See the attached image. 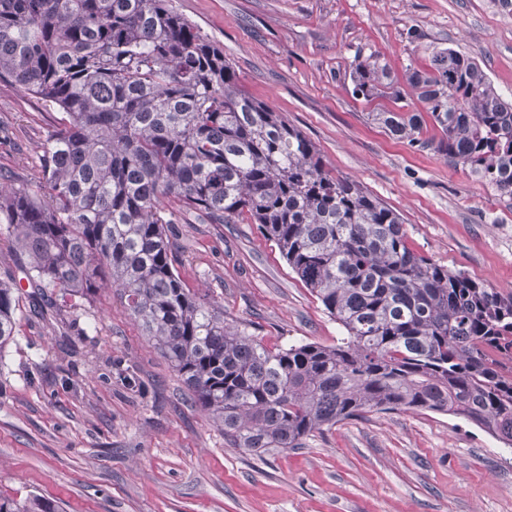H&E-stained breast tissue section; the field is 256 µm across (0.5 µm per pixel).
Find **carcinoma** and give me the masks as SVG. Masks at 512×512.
Returning <instances> with one entry per match:
<instances>
[{"instance_id": "obj_1", "label": "carcinoma", "mask_w": 512, "mask_h": 512, "mask_svg": "<svg viewBox=\"0 0 512 512\" xmlns=\"http://www.w3.org/2000/svg\"><path fill=\"white\" fill-rule=\"evenodd\" d=\"M404 79L427 111L401 103L385 58L350 72L353 97L392 102L368 120L512 201V102L475 59L434 47ZM0 81L66 115L42 144L38 183L0 187V235L21 245L49 304L118 291L229 445L299 448L373 410L461 417L512 445V294L413 250L399 213L246 95L171 0H0ZM177 211L259 225L346 336L270 350L225 322L175 270ZM15 303L0 282V347ZM0 512L58 506L0 497Z\"/></svg>"}]
</instances>
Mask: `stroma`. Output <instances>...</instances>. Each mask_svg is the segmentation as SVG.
Segmentation results:
<instances>
[{
    "label": "stroma",
    "mask_w": 512,
    "mask_h": 512,
    "mask_svg": "<svg viewBox=\"0 0 512 512\" xmlns=\"http://www.w3.org/2000/svg\"><path fill=\"white\" fill-rule=\"evenodd\" d=\"M173 4L223 48L250 97L401 213L413 249L512 293V202L443 153L389 137L348 91L357 56L380 53L400 76L439 46L474 57L512 98V5ZM60 117L0 83V175L32 183ZM170 230L186 285L268 349L343 337L258 225L179 217ZM26 264L0 240V280L18 287L15 336L0 346V497L37 494L59 512H512V447L447 414L371 412L261 455L228 445L112 289L43 319L29 307Z\"/></svg>",
    "instance_id": "1"
}]
</instances>
